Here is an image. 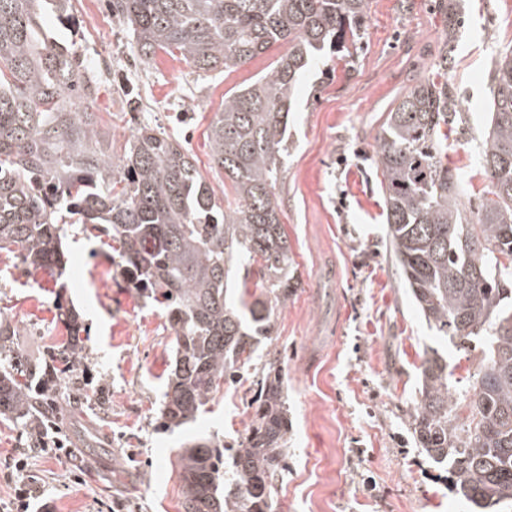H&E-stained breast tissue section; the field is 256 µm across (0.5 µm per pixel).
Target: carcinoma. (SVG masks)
<instances>
[{
	"label": "carcinoma",
	"mask_w": 512,
	"mask_h": 512,
	"mask_svg": "<svg viewBox=\"0 0 512 512\" xmlns=\"http://www.w3.org/2000/svg\"><path fill=\"white\" fill-rule=\"evenodd\" d=\"M109 2L147 65L161 52L225 73L288 45L213 113L211 162L232 193L219 199L182 143L157 126H139L114 161L111 129L81 108L98 95V79L37 23L47 4L69 18L72 0H0V250L14 246L22 265L53 275L67 263L66 222L120 244L126 283L165 309L174 333L158 417L171 431L195 421L271 338L293 287L277 192L291 100L314 63L353 56L370 0ZM439 13L448 39L438 71L386 114L377 168L388 247L418 312L461 356L470 358L475 343L483 354L463 404L449 385L458 363L424 352L414 439L472 512H503L512 507V49L498 53L491 73L479 154L487 185L468 212L448 166L458 4L439 0ZM84 359L75 340L51 353L47 388ZM32 393L25 365L0 371V416L44 408ZM288 432L284 382L272 364L237 447L201 437L183 448V512H277Z\"/></svg>",
	"instance_id": "obj_1"
}]
</instances>
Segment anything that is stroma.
<instances>
[{
  "instance_id": "35a3bbf8",
  "label": "stroma",
  "mask_w": 512,
  "mask_h": 512,
  "mask_svg": "<svg viewBox=\"0 0 512 512\" xmlns=\"http://www.w3.org/2000/svg\"><path fill=\"white\" fill-rule=\"evenodd\" d=\"M73 4L72 21L47 11L40 23L80 60L109 73L88 109L111 129L114 155H123L137 124L153 122L180 139L206 180L223 190L207 139L211 116L226 94L268 72L287 45L225 74L203 76L162 53L146 67L105 0ZM432 4L371 0L352 63L332 80L316 65L301 81L278 184L297 285L244 380L221 387L195 422L172 432L157 425L174 335L161 307L127 288L109 238L66 225L69 261L58 279L0 251V317L15 327L10 346L29 366L43 367L68 338L58 303L81 316L86 359L57 380L43 412L75 453L30 462L45 512H120L131 501L140 512H182V446L210 435L234 445L272 364L284 376L290 421L279 512H468L445 472L417 447L410 411L426 349L458 361L460 380L476 363L459 360L417 312L389 254L377 174L385 113L435 72L448 35ZM459 8L448 80L461 113L448 137V165L474 210L486 185L477 156L490 76L498 52L512 47V0H461ZM79 463L80 485L70 479Z\"/></svg>"
}]
</instances>
